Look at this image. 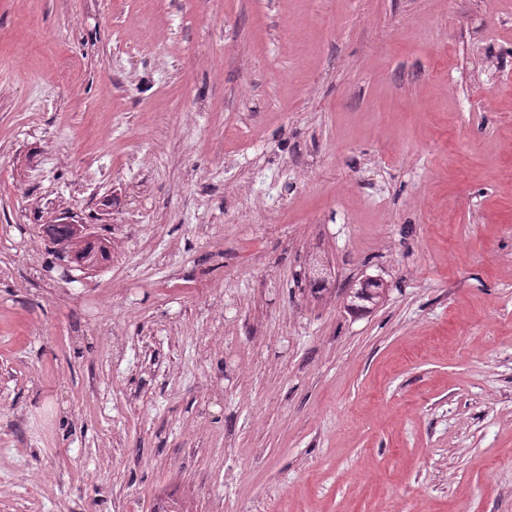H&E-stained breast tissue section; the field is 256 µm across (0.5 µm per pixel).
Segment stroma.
Segmentation results:
<instances>
[{
    "label": "stroma",
    "instance_id": "obj_1",
    "mask_svg": "<svg viewBox=\"0 0 512 512\" xmlns=\"http://www.w3.org/2000/svg\"><path fill=\"white\" fill-rule=\"evenodd\" d=\"M0 512H512V0H0ZM59 223L68 225L72 234L70 243L74 246L71 247V250L69 251L71 255L63 254V257L67 258L70 266L84 271L98 267L99 262L97 261V257L91 258L90 255H87L84 258H80L78 255L82 251L84 241L94 242L103 240V238L92 231V227L90 225L78 224L72 216L61 217Z\"/></svg>",
    "mask_w": 512,
    "mask_h": 512
}]
</instances>
